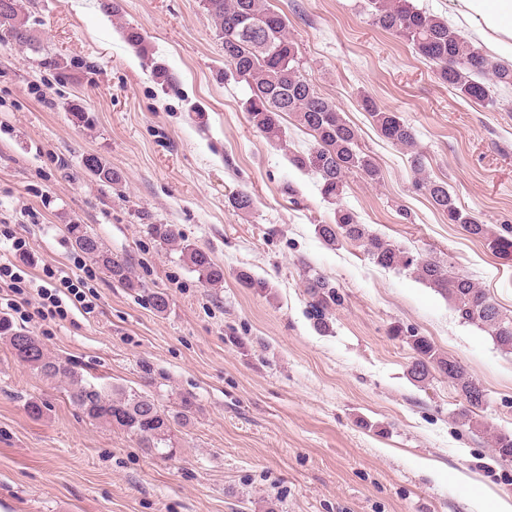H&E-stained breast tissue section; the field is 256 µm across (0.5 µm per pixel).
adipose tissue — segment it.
<instances>
[{
	"mask_svg": "<svg viewBox=\"0 0 512 512\" xmlns=\"http://www.w3.org/2000/svg\"><path fill=\"white\" fill-rule=\"evenodd\" d=\"M459 16L501 56L512 58V0H455Z\"/></svg>",
	"mask_w": 512,
	"mask_h": 512,
	"instance_id": "ef3b65f1",
	"label": "adipose tissue"
}]
</instances>
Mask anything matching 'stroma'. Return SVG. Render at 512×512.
<instances>
[{"label":"stroma","mask_w":512,"mask_h":512,"mask_svg":"<svg viewBox=\"0 0 512 512\" xmlns=\"http://www.w3.org/2000/svg\"><path fill=\"white\" fill-rule=\"evenodd\" d=\"M268 2L288 18L304 76L377 161L378 179L349 175L339 205L395 244L452 259L512 316V253L449 223L415 189L408 154L361 107L367 95L398 112L427 175L512 239V90L494 112L466 100L374 25L366 0ZM35 17L72 79L59 85L31 51L0 47V248L25 241L15 263L82 277L96 307L84 313L66 293V319L12 320L91 383L149 391L168 406L189 395L197 410L174 456L159 457L87 419L0 341V512H479L480 497L512 501V463L497 461L489 438L512 432V354L409 272L317 238L335 206L288 162L310 137L288 115L284 142L252 128L249 88L225 78L200 0H120L114 18L95 0H39ZM126 24L151 58L124 41ZM158 66L174 76L171 89ZM89 153L121 172V187L82 170ZM242 189L255 200L247 213L230 203ZM74 223L131 255L140 289L113 283L81 253L66 230ZM150 223L177 225L208 249L223 284L204 286L147 234ZM243 270L257 287L241 283ZM315 272L335 284L339 306L312 307L304 282ZM149 289L168 295L166 312L151 307ZM413 334L483 385L475 424L459 423L446 377L410 380ZM32 400L41 418L28 414Z\"/></svg>","instance_id":"1"}]
</instances>
